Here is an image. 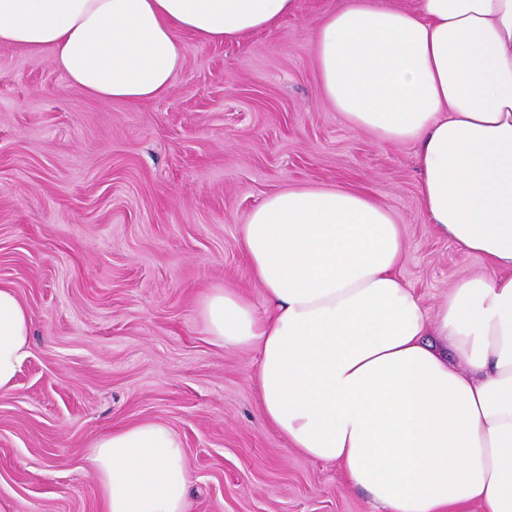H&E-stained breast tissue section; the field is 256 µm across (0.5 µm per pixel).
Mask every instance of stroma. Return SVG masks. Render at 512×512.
<instances>
[{
    "label": "stroma",
    "mask_w": 512,
    "mask_h": 512,
    "mask_svg": "<svg viewBox=\"0 0 512 512\" xmlns=\"http://www.w3.org/2000/svg\"><path fill=\"white\" fill-rule=\"evenodd\" d=\"M345 3L297 0L237 41L183 35L170 90L138 104L71 86L51 52L0 48V283L34 315L31 355L0 395V495L15 512H101L89 449L140 422L181 437L194 512H378L264 422L256 352L213 344L198 315L227 283L261 301L239 226L296 186L384 204L426 306L487 270L429 224L411 150L355 131L323 95L314 28Z\"/></svg>",
    "instance_id": "obj_1"
}]
</instances>
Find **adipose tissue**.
I'll return each instance as SVG.
<instances>
[{
    "mask_svg": "<svg viewBox=\"0 0 512 512\" xmlns=\"http://www.w3.org/2000/svg\"><path fill=\"white\" fill-rule=\"evenodd\" d=\"M297 0H0V46L51 51L71 85L135 104L182 68V34L238 40ZM320 87L354 130L413 147L428 221L490 271L434 309L402 279L401 225L367 192L287 188L240 227L263 289L208 290L226 348L257 347L263 420L337 465L383 512H512V0H348L316 25ZM34 317L0 284V394ZM87 463L104 512H192L180 437L154 422L102 435Z\"/></svg>",
    "mask_w": 512,
    "mask_h": 512,
    "instance_id": "ef3b65f1",
    "label": "adipose tissue"
}]
</instances>
